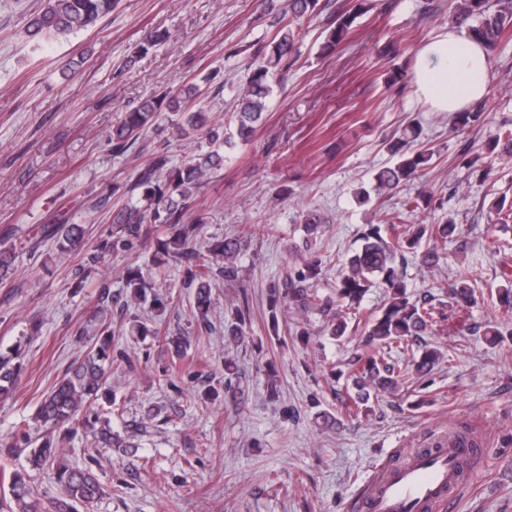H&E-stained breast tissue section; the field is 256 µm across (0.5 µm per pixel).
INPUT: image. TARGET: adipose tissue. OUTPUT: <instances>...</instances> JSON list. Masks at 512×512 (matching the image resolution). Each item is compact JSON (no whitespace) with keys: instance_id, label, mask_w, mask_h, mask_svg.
Listing matches in <instances>:
<instances>
[{"instance_id":"adipose-tissue-1","label":"adipose tissue","mask_w":512,"mask_h":512,"mask_svg":"<svg viewBox=\"0 0 512 512\" xmlns=\"http://www.w3.org/2000/svg\"><path fill=\"white\" fill-rule=\"evenodd\" d=\"M489 67L490 54L481 43L442 31L416 54L415 93L433 111H464L486 95Z\"/></svg>"}]
</instances>
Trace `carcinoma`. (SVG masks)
Here are the masks:
<instances>
[{
	"label": "carcinoma",
	"mask_w": 512,
	"mask_h": 512,
	"mask_svg": "<svg viewBox=\"0 0 512 512\" xmlns=\"http://www.w3.org/2000/svg\"><path fill=\"white\" fill-rule=\"evenodd\" d=\"M119 0H45L44 6L27 23L33 38L41 36L65 37L94 26L112 13ZM318 0H287L282 8L266 4V11L275 14L277 30L268 42L256 45L251 65V75L242 88L236 105V137L248 142L254 135L266 110L270 95L269 76L288 68L296 53L293 25L312 16ZM365 11V0H355L346 10L332 16L324 29L323 51L336 50L351 32L356 19ZM453 20L465 25L468 35L494 50L506 36L512 35V0H456ZM201 92L197 84L189 83L179 91L160 98L147 99L125 113L110 135L112 150L117 153L133 151L141 137L155 124L156 113L167 110L179 116L176 127L186 139L203 134L211 142V149L192 154L189 159L172 163L165 152L154 154L137 171L129 185L115 184L101 196L103 206L112 195L122 192L137 196L136 202L112 210V229L100 240L86 257L79 274L82 283L95 278L100 260L137 246H154L153 264L158 267L175 265L183 269L182 287L192 290L191 317L200 330L211 327V291L216 282L239 280L241 267L242 236L217 237L205 252L194 249L200 236L201 224L188 219L189 211L196 205L207 176L224 166V127L217 124L212 113L201 105ZM416 126L404 129L403 136L391 141L388 152L397 158L392 166L380 168L374 176L376 191L389 193L399 184L419 177L433 159L429 149L410 151L411 144L420 138ZM486 147L499 150L501 155L512 158V128L502 127L489 136ZM391 234L385 235L383 225L368 224L361 232V245L342 264L336 281V298L319 295L314 282L325 274L329 261L319 254L310 253L299 258L288 274L283 287H272L267 295L268 319L271 330L278 328V310L289 302L303 313L316 311L326 317L325 332L339 340L346 335V311L359 310L361 303L375 285L385 288L386 300L377 314L367 317L363 325L361 348L349 362L348 379L352 392L344 402L345 415L358 419L372 411V399L382 393L397 391L413 378H425L443 362L445 353L437 346L426 345L412 357V364L389 362L386 355L394 348L408 349L409 341L424 335L434 326L446 321L445 309L431 300L410 299L405 275L397 268V257L406 253L419 256L427 267L440 265L443 251L438 245H447L457 236V225L416 224L402 227L389 222ZM45 237L55 240L59 256H69L82 251L87 243L86 229L81 224H71L60 217L55 224L42 229ZM14 254L11 248H0V283L12 277ZM97 279V278H95ZM122 297L112 295L107 278L97 279L98 309L112 311V304H122L125 310L145 303L151 313L134 319L135 332L140 336L162 338L171 353L174 367H183L185 352L190 345L189 334L184 331L161 330L155 314L162 313L169 305L163 293H148L152 288L138 266H129L123 273ZM479 274L471 266L457 269L455 280L448 292V307L466 310L477 303ZM497 306L505 314H512V281L496 288ZM249 321V308L237 310L235 321L224 325V338L238 341L243 326ZM98 339L90 351L73 367L68 368L53 387L43 396L35 413V420L44 427L41 442L28 449V460L34 469H51L54 482L61 488L62 496L44 504L31 476L24 468L0 469V478L7 481L16 506L15 512H79L96 502L103 488L91 468L72 463L62 456L63 448L78 433V427L92 437L90 451L100 448H120L128 452L138 447L136 437L143 431L144 423H125L123 428L112 426V418L123 412L116 403L107 384L106 368L130 365L123 356H112L111 325L97 331ZM26 354L16 349L12 355L0 356V397H8L15 388L24 367ZM201 378L199 390L193 395L203 401L219 398L218 390L210 384L208 376ZM241 371L231 360L224 361V390L236 388Z\"/></svg>",
	"instance_id": "cac0c4a2"
}]
</instances>
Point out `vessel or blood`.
<instances>
[{
	"instance_id": "1",
	"label": "vessel or blood",
	"mask_w": 512,
	"mask_h": 512,
	"mask_svg": "<svg viewBox=\"0 0 512 512\" xmlns=\"http://www.w3.org/2000/svg\"><path fill=\"white\" fill-rule=\"evenodd\" d=\"M478 448L454 444L441 449H418L405 462L378 465L359 489L355 512H446L463 482L460 457H478Z\"/></svg>"
}]
</instances>
